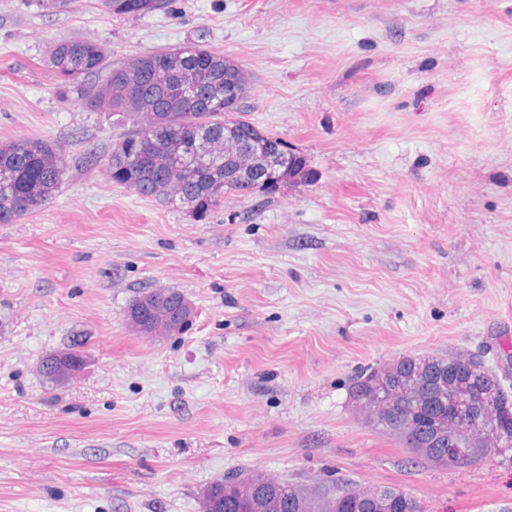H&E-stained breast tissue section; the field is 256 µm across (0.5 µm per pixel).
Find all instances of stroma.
<instances>
[{"mask_svg": "<svg viewBox=\"0 0 512 512\" xmlns=\"http://www.w3.org/2000/svg\"><path fill=\"white\" fill-rule=\"evenodd\" d=\"M190 42L235 60L242 115L303 172L197 215L104 166L118 132L51 65ZM65 156L53 200L0 224V512H201L235 471L411 493L427 512H512V467L410 461L354 378L402 356L512 353V0H0V141ZM167 287L177 335L125 313ZM79 344L65 385L39 371ZM100 4L112 17H129L165 12L169 8L170 0H137L135 14L131 13L128 0H100ZM105 49L102 45L79 39L57 41L51 63L55 74L67 80L98 74L104 69ZM45 361L48 365L57 367L67 380L79 377L90 363L86 353L76 348L58 350L47 356Z\"/></svg>", "mask_w": 512, "mask_h": 512, "instance_id": "35a3bbf8", "label": "stroma"}]
</instances>
